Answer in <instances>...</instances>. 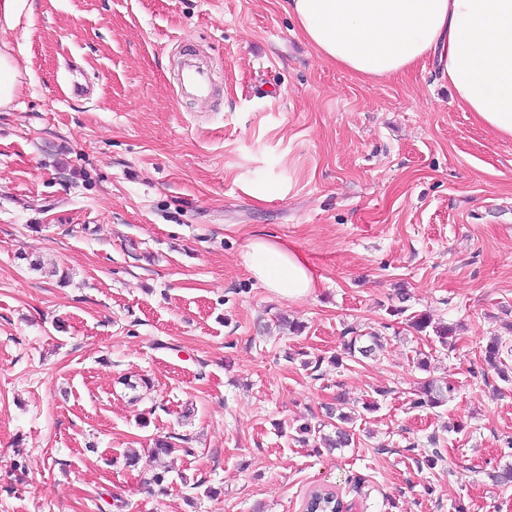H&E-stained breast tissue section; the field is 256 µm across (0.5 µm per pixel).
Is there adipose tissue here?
<instances>
[{"label":"adipose tissue","mask_w":512,"mask_h":512,"mask_svg":"<svg viewBox=\"0 0 512 512\" xmlns=\"http://www.w3.org/2000/svg\"><path fill=\"white\" fill-rule=\"evenodd\" d=\"M27 5L0 0V111L12 107L21 76L5 35ZM288 12L325 61L364 79L436 60L462 111L512 139V0H288ZM240 264L289 300L319 286L306 256L277 237L247 238Z\"/></svg>","instance_id":"1"}]
</instances>
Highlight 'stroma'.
<instances>
[{"label":"stroma","instance_id":"obj_1","mask_svg":"<svg viewBox=\"0 0 512 512\" xmlns=\"http://www.w3.org/2000/svg\"><path fill=\"white\" fill-rule=\"evenodd\" d=\"M7 40L0 512H302L318 487L359 512H512V378L482 355L500 337L512 375V140L431 64L360 79L286 0H33ZM189 55L211 99L180 95ZM256 233L308 258L314 294L248 278ZM422 313L448 347L410 326ZM370 333L382 349L331 364ZM428 377L447 405L413 406ZM339 400L378 404L351 447L298 443ZM433 444L445 463L419 468ZM0 112L11 109L20 80V70L8 51L7 40L0 36Z\"/></svg>","mask_w":512,"mask_h":512}]
</instances>
